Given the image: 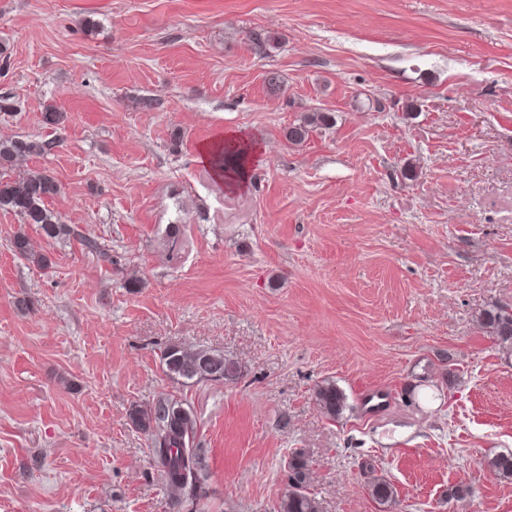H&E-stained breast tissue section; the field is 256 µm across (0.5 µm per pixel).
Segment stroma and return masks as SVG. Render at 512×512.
<instances>
[{
  "mask_svg": "<svg viewBox=\"0 0 512 512\" xmlns=\"http://www.w3.org/2000/svg\"><path fill=\"white\" fill-rule=\"evenodd\" d=\"M229 132L260 146L235 189L200 154ZM26 137L6 175L55 177L69 232L0 210V512H277L296 451L321 512H379L375 478L395 512H512V349L479 324L512 306V0H0V140ZM170 344L242 375L175 384ZM161 394L198 411L200 500L129 423ZM329 121L330 117L326 113H307L298 121V123H293L288 127L286 133L288 141L293 144H302L309 138L313 129L320 126H328ZM315 399L324 414L330 418L339 416L345 407V396L336 384L326 382L315 390Z\"/></svg>",
  "mask_w": 512,
  "mask_h": 512,
  "instance_id": "stroma-1",
  "label": "stroma"
}]
</instances>
